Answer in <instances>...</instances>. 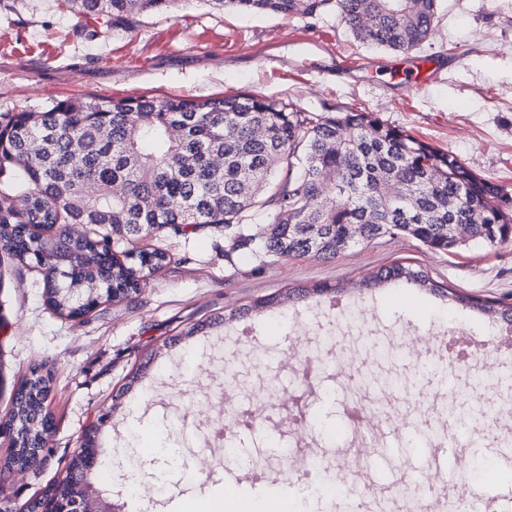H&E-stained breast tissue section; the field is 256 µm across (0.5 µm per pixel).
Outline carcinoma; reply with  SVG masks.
Masks as SVG:
<instances>
[{
	"label": "carcinoma",
	"instance_id": "1",
	"mask_svg": "<svg viewBox=\"0 0 512 512\" xmlns=\"http://www.w3.org/2000/svg\"><path fill=\"white\" fill-rule=\"evenodd\" d=\"M78 19H103L95 38L135 16L167 13L175 0H62ZM212 7L282 17L334 12L364 45L405 53L430 36L440 0H204ZM0 252L39 267L47 303L68 318L141 291L170 262L140 242L206 228L227 249L266 264L288 257L334 258L384 237L407 236L426 249L457 248L450 225H471L472 244L512 245V195L450 152L353 110L310 112L250 93L204 101L169 96L94 95L54 99L0 125ZM331 193L335 206L326 203ZM258 216L270 218L255 224ZM360 236L345 242L348 226ZM123 255L121 261L118 255ZM411 282L512 322V303L447 289L400 264L363 285ZM50 370L33 369L15 389L0 475L36 470L53 428ZM98 465L105 449L82 448L65 475L32 500L92 485L82 455Z\"/></svg>",
	"mask_w": 512,
	"mask_h": 512
}]
</instances>
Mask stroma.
<instances>
[{
    "label": "stroma",
    "mask_w": 512,
    "mask_h": 512,
    "mask_svg": "<svg viewBox=\"0 0 512 512\" xmlns=\"http://www.w3.org/2000/svg\"><path fill=\"white\" fill-rule=\"evenodd\" d=\"M94 21H80L58 0H0V115L37 110L51 100L95 94L211 96L253 93L314 112L338 108L371 113L385 124L455 154L470 169L512 191V0H440L432 37L417 53L438 61L434 77L398 96L388 74L365 73L391 52L358 42L333 12L293 18L215 10L204 0H177L171 13L133 19L105 41ZM325 42L351 62L338 71L330 56L310 65L299 41ZM143 248L170 254L139 295L66 319L46 302L39 269L0 261V418L14 385L31 368L52 365L51 454L40 471L0 481L10 512L65 473L85 427L98 424V444L112 449L128 482L152 484L166 472L168 489L131 499L124 485L95 471L100 496L119 512H196L231 491L287 502L290 512H359L328 499L329 484L367 486L398 479L402 432L448 440V413L437 398L455 391L460 418L471 421L453 473L474 485L485 462L512 484V464L495 450L512 445L499 425L512 400L495 387L473 417L465 402L474 378L466 361L435 359L440 371L416 375L402 358L383 359L377 346L432 338L490 349L502 381L512 382L507 322L478 309L404 285L362 287L368 274L396 263L422 270L461 294L512 302V245L435 253L407 237H385L324 260L289 258L264 266L251 257L224 259L217 230L186 237L155 233ZM367 394L391 445L357 459L359 429L347 418L352 390ZM269 412L234 439L236 458L218 460L213 439L198 433L218 424L221 399ZM109 423L99 424L103 412ZM182 451L165 469L145 450L163 425Z\"/></svg>",
    "instance_id": "1"
}]
</instances>
